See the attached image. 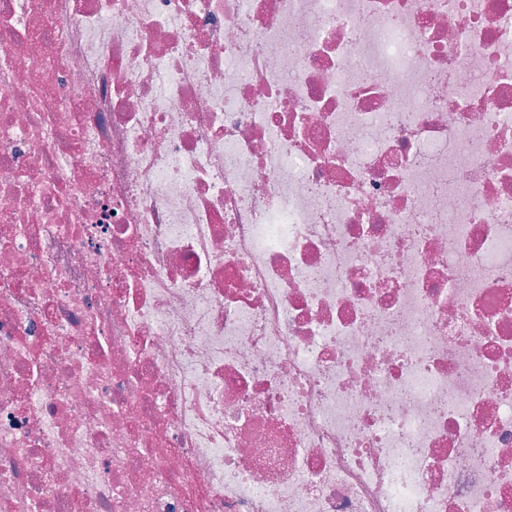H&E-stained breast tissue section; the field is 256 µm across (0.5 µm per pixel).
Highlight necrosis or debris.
Returning a JSON list of instances; mask_svg holds the SVG:
<instances>
[{
    "instance_id": "1",
    "label": "necrosis or debris",
    "mask_w": 512,
    "mask_h": 512,
    "mask_svg": "<svg viewBox=\"0 0 512 512\" xmlns=\"http://www.w3.org/2000/svg\"><path fill=\"white\" fill-rule=\"evenodd\" d=\"M0 512H512V0H0Z\"/></svg>"
}]
</instances>
